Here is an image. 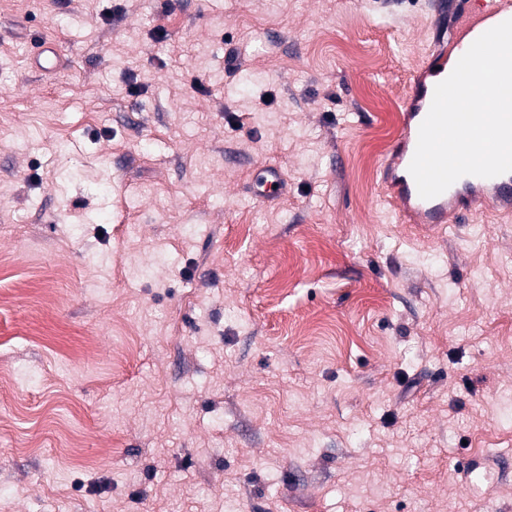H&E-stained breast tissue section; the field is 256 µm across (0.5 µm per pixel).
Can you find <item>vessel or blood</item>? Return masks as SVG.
Returning a JSON list of instances; mask_svg holds the SVG:
<instances>
[{
	"label": "vessel or blood",
	"mask_w": 512,
	"mask_h": 512,
	"mask_svg": "<svg viewBox=\"0 0 512 512\" xmlns=\"http://www.w3.org/2000/svg\"><path fill=\"white\" fill-rule=\"evenodd\" d=\"M493 17V11H485L464 33L451 34L450 41L457 54H464L477 38L493 28ZM446 67V52L439 48L422 73L415 75L413 95L404 104L398 134L380 166L386 195L395 208L397 221L402 224H446L453 217L483 206L512 212V172L493 178L467 175L431 199L421 198L418 193L409 165L417 147L420 125L430 109L436 85L446 77Z\"/></svg>",
	"instance_id": "1"
}]
</instances>
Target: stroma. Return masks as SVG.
<instances>
[{"label": "stroma", "instance_id": "1", "mask_svg": "<svg viewBox=\"0 0 512 512\" xmlns=\"http://www.w3.org/2000/svg\"><path fill=\"white\" fill-rule=\"evenodd\" d=\"M442 35L0 0V512H512V215L379 183Z\"/></svg>", "mask_w": 512, "mask_h": 512}]
</instances>
